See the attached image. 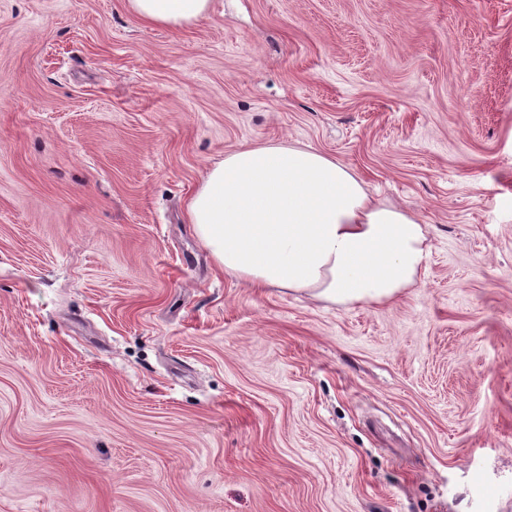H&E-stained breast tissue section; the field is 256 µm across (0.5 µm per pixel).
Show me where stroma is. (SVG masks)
<instances>
[{
	"label": "stroma",
	"mask_w": 512,
	"mask_h": 512,
	"mask_svg": "<svg viewBox=\"0 0 512 512\" xmlns=\"http://www.w3.org/2000/svg\"><path fill=\"white\" fill-rule=\"evenodd\" d=\"M300 143L420 217L395 303L256 292L186 205ZM512 512V0H0V512ZM137 17L151 25L181 29L208 16L211 0H126Z\"/></svg>",
	"instance_id": "stroma-1"
}]
</instances>
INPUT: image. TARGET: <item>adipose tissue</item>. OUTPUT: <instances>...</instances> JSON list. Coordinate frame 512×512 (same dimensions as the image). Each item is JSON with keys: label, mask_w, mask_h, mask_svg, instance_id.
Returning a JSON list of instances; mask_svg holds the SVG:
<instances>
[{"label": "adipose tissue", "mask_w": 512, "mask_h": 512, "mask_svg": "<svg viewBox=\"0 0 512 512\" xmlns=\"http://www.w3.org/2000/svg\"><path fill=\"white\" fill-rule=\"evenodd\" d=\"M126 3L149 24L181 29L205 19L211 0ZM187 212L225 273L333 305L396 301L419 282L430 253L417 215L372 198L352 169L297 144L225 152Z\"/></svg>", "instance_id": "adipose-tissue-1"}]
</instances>
